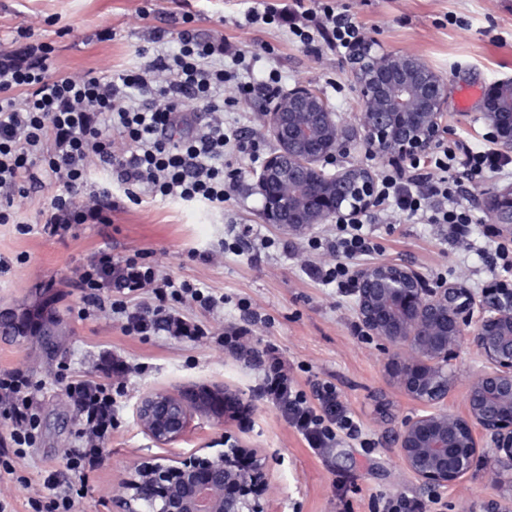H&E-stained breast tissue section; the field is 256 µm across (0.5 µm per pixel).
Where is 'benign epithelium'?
<instances>
[{"label": "benign epithelium", "instance_id": "7a95c632", "mask_svg": "<svg viewBox=\"0 0 512 512\" xmlns=\"http://www.w3.org/2000/svg\"><path fill=\"white\" fill-rule=\"evenodd\" d=\"M350 64L362 101L358 125L381 158L417 156L448 133L447 77L420 56L365 39L353 49ZM481 115L494 140L511 150V80L484 93ZM264 116L278 143L256 182L266 223L302 233L330 221L347 223L374 207L376 179L369 169L356 165L323 173V162L340 151L342 128L318 91L298 85L271 102ZM493 212L496 223L512 228L511 196ZM354 292L366 332L407 351L391 364V377L429 406L405 421L399 434L405 468L429 486L453 485L485 453L497 482L512 491V288H488L477 298L456 282L430 288L412 269L380 262L357 272ZM31 319L0 314V325L24 335L38 326ZM470 325L485 366L469 382L460 415L441 402L452 384L448 363ZM196 406L204 407L198 392H148L139 401L137 420L151 437L170 443L183 434ZM243 452L232 445L214 458L180 466L140 462L130 469L113 508L142 512L139 504L148 502L151 512H263L267 463L257 457L245 470L237 464Z\"/></svg>", "mask_w": 512, "mask_h": 512}]
</instances>
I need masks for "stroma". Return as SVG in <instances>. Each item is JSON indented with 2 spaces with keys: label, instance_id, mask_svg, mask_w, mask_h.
<instances>
[{
  "label": "stroma",
  "instance_id": "1",
  "mask_svg": "<svg viewBox=\"0 0 512 512\" xmlns=\"http://www.w3.org/2000/svg\"><path fill=\"white\" fill-rule=\"evenodd\" d=\"M366 23L371 39L384 49L419 55L448 78V127L472 147H483L487 126L480 115L485 91L512 80V0H337ZM143 0H0V45H10L18 32L28 42L53 43L61 73L136 69L156 54L178 48L185 15L204 38L223 36L247 51L270 44L273 54L253 66L255 78L278 69L287 88L305 85L319 91L336 112L352 140L324 164L326 173L360 165L380 174L386 161L368 160L369 150L357 129L361 99L348 58L331 52L309 55L288 27L246 25L242 0H153L143 13ZM259 173L243 166L236 190L223 208L193 200L142 197L119 207L107 224H82L64 238L19 234L0 224V257L11 262L0 274V310L23 315L43 312L53 335L18 336L0 331V371L23 369L41 382L40 434L18 465L28 484L0 479V498L13 512H28L29 497L52 471L61 484L75 481L67 454L78 444L77 412L65 393L67 375L102 381L105 358L117 356L132 368L116 396L115 425L104 443L103 463L91 476L76 512H112L130 468L140 461L173 464L195 456L214 457L225 440L257 449L268 462L265 512H375L374 496L404 491L421 497L431 489L403 465L398 438L404 422L425 413L392 381L388 365L404 351L361 334L355 297L323 285L302 268L294 251L308 239L334 235L335 224L303 234L264 223ZM512 187V171L472 184L467 193L476 224L471 252L455 250L446 227L420 224L388 206H375L364 225L383 249L382 259L417 272L429 286L456 282L473 295L489 287L512 286V276L486 266L481 251L512 243V230L495 223L493 205ZM254 225L268 248L244 253L226 251L232 229ZM103 245L114 256L151 252L163 274L177 281L203 284L223 296L224 309L208 312L184 304L182 312L205 326L197 341L162 334H126L120 320L105 313L82 318V292L75 273ZM24 263H17L18 255ZM249 304L261 313L254 328L255 351L275 346L293 367L299 382L325 379L340 389L363 429L377 441L373 452L343 438L316 453L262 394V373L252 364L218 347L212 330L239 322ZM484 362L469 342H462L448 370L452 384L448 410H465L466 388ZM189 389L228 390L236 394L235 410L215 416L192 413L183 435L160 444L139 425L136 408L150 391L178 393ZM448 512H512V495L500 491L486 456L453 487L442 488Z\"/></svg>",
  "mask_w": 512,
  "mask_h": 512
}]
</instances>
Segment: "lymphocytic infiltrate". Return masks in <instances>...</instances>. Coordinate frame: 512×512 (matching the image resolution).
I'll list each match as a JSON object with an SVG mask.
<instances>
[{
	"mask_svg": "<svg viewBox=\"0 0 512 512\" xmlns=\"http://www.w3.org/2000/svg\"><path fill=\"white\" fill-rule=\"evenodd\" d=\"M290 19L289 30L307 52H342L355 47L365 28L353 14L338 10L334 0H289L284 7L267 4L250 7L248 24H272ZM179 50L159 54L138 70L117 75L87 71L64 75L58 70L56 48L42 42L0 48V224L15 225L19 234L39 232L49 238L67 233L75 224H107L116 209L114 192L137 201L139 191L184 201L201 200L223 206L235 191L238 171L226 153L259 163L262 141L226 125L224 112L239 100H269L282 90V76L269 70L260 80L243 79L250 64L243 51L228 52L226 39L200 37L194 30L178 34ZM230 54L231 67H217L214 57ZM234 93L224 96L226 86ZM24 98H16V91ZM191 101L195 110L210 113L209 122L195 126L192 114L183 111ZM115 178V190L89 186L90 165ZM512 157L494 147L476 150L458 139H448L432 153L388 164L377 180V200L420 219L448 228L450 245L471 246L474 216L461 198L475 179L502 173ZM58 184L43 224L19 221L15 196L26 195L44 178ZM363 219L340 224L333 238L313 241V248H327L335 263L305 261L308 272L322 284L351 287V260L376 254L378 247L363 230ZM85 296L83 314L107 311L123 321L127 333L196 340L204 337L200 325L178 310L193 302L209 311L224 306L223 297L202 291L198 284L175 281L157 265L145 262L141 252L123 257L99 250L77 275ZM255 324L252 312L241 323L228 327L216 339L219 346L237 354L245 363L261 366L267 401L278 408L309 447L321 450L338 437H365L360 421L342 401L336 385L310 381L301 389L276 347L255 352L249 337ZM39 382L22 370L0 372V420L8 433L0 438V475L13 476L15 462L24 458L39 436ZM83 428L80 446L68 453L67 464L78 476L77 484L60 486L48 475L43 491L29 498L30 512H74L81 483L87 482L101 463L102 444L112 434L115 400L112 385L75 378L66 385ZM377 512H447L441 495L428 499L405 492L382 494L374 500Z\"/></svg>",
	"mask_w": 512,
	"mask_h": 512,
	"instance_id": "1",
	"label": "lymphocytic infiltrate"
}]
</instances>
